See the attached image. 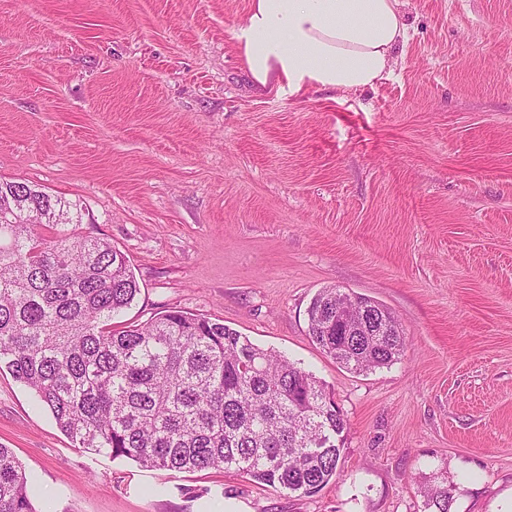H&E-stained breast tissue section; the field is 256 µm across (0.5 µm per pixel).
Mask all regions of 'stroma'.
Listing matches in <instances>:
<instances>
[{"instance_id": "obj_1", "label": "stroma", "mask_w": 512, "mask_h": 512, "mask_svg": "<svg viewBox=\"0 0 512 512\" xmlns=\"http://www.w3.org/2000/svg\"><path fill=\"white\" fill-rule=\"evenodd\" d=\"M250 0H0V178L80 202L122 252L137 325L181 310L301 363L347 420L335 479L288 491L72 447L0 370V444L36 512H512V0H404L407 43L358 92L258 93ZM390 308V367L308 334L322 288ZM429 485H425L423 490L424 498V512H450L453 496L450 495L451 488L445 485V478L439 477L438 473H435ZM441 479V480H440ZM439 480V481H438Z\"/></svg>"}]
</instances>
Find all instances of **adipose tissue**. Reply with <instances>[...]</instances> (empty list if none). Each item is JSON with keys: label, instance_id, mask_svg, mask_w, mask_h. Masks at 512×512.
<instances>
[{"label": "adipose tissue", "instance_id": "obj_1", "mask_svg": "<svg viewBox=\"0 0 512 512\" xmlns=\"http://www.w3.org/2000/svg\"><path fill=\"white\" fill-rule=\"evenodd\" d=\"M403 0H252L233 37L261 91L374 86L407 39Z\"/></svg>", "mask_w": 512, "mask_h": 512}]
</instances>
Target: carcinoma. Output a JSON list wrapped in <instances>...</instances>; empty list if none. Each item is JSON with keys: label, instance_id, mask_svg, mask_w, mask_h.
<instances>
[{"label": "carcinoma", "instance_id": "1", "mask_svg": "<svg viewBox=\"0 0 512 512\" xmlns=\"http://www.w3.org/2000/svg\"><path fill=\"white\" fill-rule=\"evenodd\" d=\"M79 204L0 179V367L28 387L75 448L143 468L224 469L310 496L336 476L347 421L322 381L205 317L165 311L117 330L139 286L125 255L80 231ZM351 294L321 289L312 341L343 368L388 367L405 350L397 316L361 298L359 324L336 326ZM30 477L0 445V512H35ZM424 512H450L434 476Z\"/></svg>", "mask_w": 512, "mask_h": 512}]
</instances>
